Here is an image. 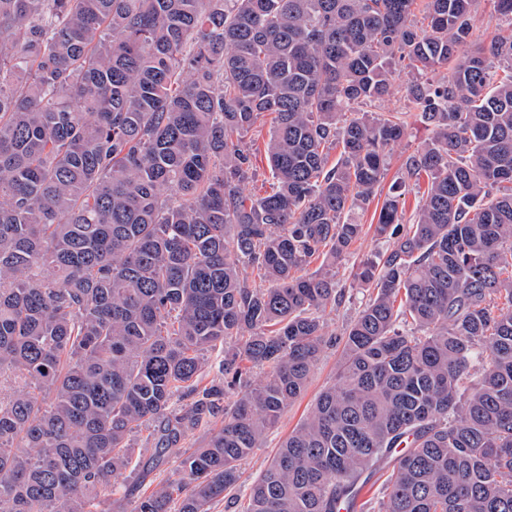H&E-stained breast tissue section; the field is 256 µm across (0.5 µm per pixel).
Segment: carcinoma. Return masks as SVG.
<instances>
[{
  "label": "carcinoma",
  "mask_w": 512,
  "mask_h": 512,
  "mask_svg": "<svg viewBox=\"0 0 512 512\" xmlns=\"http://www.w3.org/2000/svg\"><path fill=\"white\" fill-rule=\"evenodd\" d=\"M476 4L0 0V512H213L236 489L332 342L355 211L404 135L358 107L398 66L434 135L353 274L372 292L335 382L238 512H336L386 466L376 512H512V30L467 47ZM266 112L277 186L250 198ZM142 429L140 477L171 475L118 496ZM409 190L405 196L401 199V205L404 213V219L408 221L413 217L417 207L422 204L424 192L427 189V179L422 177L417 186L410 184Z\"/></svg>",
  "instance_id": "carcinoma-1"
}]
</instances>
